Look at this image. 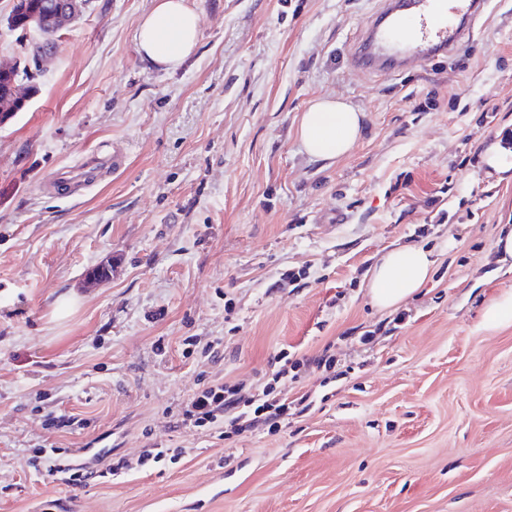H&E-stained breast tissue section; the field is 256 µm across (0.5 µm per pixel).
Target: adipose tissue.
<instances>
[{
    "label": "adipose tissue",
    "mask_w": 512,
    "mask_h": 512,
    "mask_svg": "<svg viewBox=\"0 0 512 512\" xmlns=\"http://www.w3.org/2000/svg\"><path fill=\"white\" fill-rule=\"evenodd\" d=\"M200 16L187 0H154L142 17L137 32L138 51L151 65L167 72L179 70L197 46ZM362 112L331 97H319L304 112L299 139L306 153L322 161L349 154L362 133ZM432 255L416 245L387 251L371 272L369 294L382 308L399 304L427 282Z\"/></svg>",
    "instance_id": "1"
}]
</instances>
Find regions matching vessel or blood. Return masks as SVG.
<instances>
[{
  "label": "vessel or blood",
  "instance_id": "b4317fda",
  "mask_svg": "<svg viewBox=\"0 0 512 512\" xmlns=\"http://www.w3.org/2000/svg\"><path fill=\"white\" fill-rule=\"evenodd\" d=\"M490 0H382L354 49L355 67L368 74L402 72L411 64L448 54L471 35ZM100 171L96 157L82 159L75 171L61 170L46 185L90 181Z\"/></svg>",
  "mask_w": 512,
  "mask_h": 512
}]
</instances>
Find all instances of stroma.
<instances>
[{
    "label": "stroma",
    "mask_w": 512,
    "mask_h": 512,
    "mask_svg": "<svg viewBox=\"0 0 512 512\" xmlns=\"http://www.w3.org/2000/svg\"><path fill=\"white\" fill-rule=\"evenodd\" d=\"M188 3L198 48L167 73L134 39L153 0H88L0 123V512H512V324L481 326L512 290V171L482 162L512 135V0L387 77L350 66L380 0ZM320 96L364 114L334 162L298 139ZM116 148L91 188H43ZM404 244L430 277L378 308L369 272ZM284 349L302 365L277 394L310 411L226 441L178 423L203 380L258 391ZM160 446L181 454L138 468ZM55 447L130 468L71 487Z\"/></svg>",
    "instance_id": "stroma-1"
}]
</instances>
